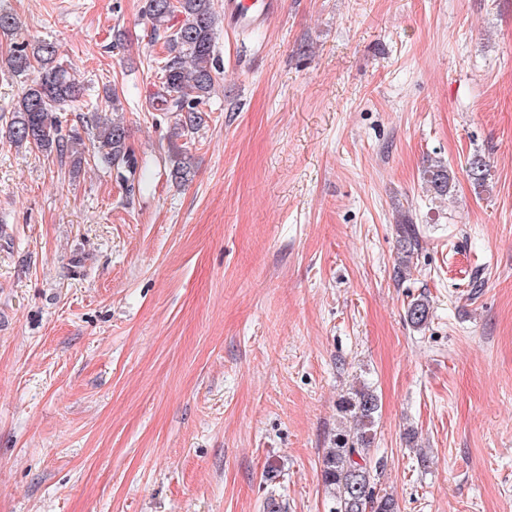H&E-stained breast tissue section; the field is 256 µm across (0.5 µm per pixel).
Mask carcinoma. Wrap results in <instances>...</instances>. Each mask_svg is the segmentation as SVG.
<instances>
[{
	"label": "carcinoma",
	"mask_w": 512,
	"mask_h": 512,
	"mask_svg": "<svg viewBox=\"0 0 512 512\" xmlns=\"http://www.w3.org/2000/svg\"><path fill=\"white\" fill-rule=\"evenodd\" d=\"M144 14L154 34L165 39L167 57L160 67L162 87L152 100L155 109L176 114L181 129L195 130L205 121L201 104L215 88L219 66L214 57L215 13L212 0H145ZM179 19L178 26L170 25ZM14 73L35 72L14 109L8 138L16 147L35 146L63 155L70 142L61 134L56 111L78 100L79 81L58 59V48L45 39L34 44L14 45L6 62ZM93 134L96 160L119 172L136 173L137 160L121 121H103ZM466 172L473 184L484 186L487 162L478 153L467 159ZM425 180L434 193L450 192L453 172L442 164L425 171ZM398 269L408 267L417 242L416 229L404 224L399 229ZM430 302L422 296L406 309L407 321L416 329L426 325ZM379 400L365 383L352 389L340 404L341 413L353 426L336 433L333 446L323 456L322 480L332 506L329 512H397L393 495L376 491L368 453L375 440Z\"/></svg>",
	"instance_id": "cac0c4a2"
}]
</instances>
